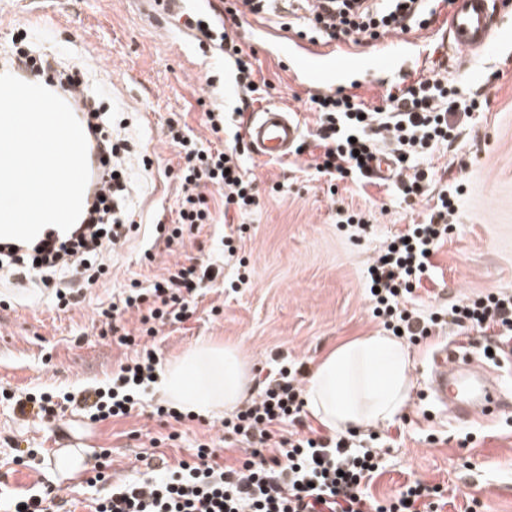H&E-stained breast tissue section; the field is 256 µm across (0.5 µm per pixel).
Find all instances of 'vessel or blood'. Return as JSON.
<instances>
[{
  "instance_id": "b4317fda",
  "label": "vessel or blood",
  "mask_w": 512,
  "mask_h": 512,
  "mask_svg": "<svg viewBox=\"0 0 512 512\" xmlns=\"http://www.w3.org/2000/svg\"><path fill=\"white\" fill-rule=\"evenodd\" d=\"M205 0H147L152 13L169 17L180 11H192ZM501 23L495 0H452L445 22L437 33L442 45H452L477 59L487 54ZM329 56L314 51L307 61L298 62L296 76L312 92L335 88L337 76L328 66ZM245 139L253 155L264 160H282L290 156L301 136V123L295 113L271 103L250 113L244 128ZM464 354L456 345L437 350L432 358L429 392L442 411L452 413L464 422L480 416L491 420L512 412V389L504 383L487 379L479 389L477 403H470L464 387L452 384L450 378ZM89 438L81 427L64 428L57 436L59 451L75 453L87 447Z\"/></svg>"
}]
</instances>
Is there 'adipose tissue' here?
I'll return each mask as SVG.
<instances>
[{"label":"adipose tissue","instance_id":"ef3b65f1","mask_svg":"<svg viewBox=\"0 0 512 512\" xmlns=\"http://www.w3.org/2000/svg\"><path fill=\"white\" fill-rule=\"evenodd\" d=\"M404 341L384 332L344 342L312 364L306 408L328 431L391 422L411 388ZM252 387L245 355L233 345L202 341L167 365L161 395L182 411L219 415L240 405Z\"/></svg>","mask_w":512,"mask_h":512}]
</instances>
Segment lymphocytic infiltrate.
Here are the masks:
<instances>
[{"label": "lymphocytic infiltrate", "instance_id": "lymphocytic-infiltrate-1", "mask_svg": "<svg viewBox=\"0 0 512 512\" xmlns=\"http://www.w3.org/2000/svg\"><path fill=\"white\" fill-rule=\"evenodd\" d=\"M300 3L304 16L287 23L299 38L315 33L356 45L386 33L428 27L436 17L431 0ZM269 6V0H224L219 15L193 14L185 20L231 63L244 110L267 100L270 85L256 81L253 54L228 33L226 25L248 13L268 12ZM83 90V105L93 112L90 129L109 184L105 198L95 200L88 209L83 232L60 244V251L67 255L89 242L94 254L113 251L133 215L123 178L112 165L121 145L112 138L111 115L95 109L100 86L88 80ZM309 105L319 115L314 139L320 152L313 157L312 168L320 175L362 181L370 174L380 143L392 144L397 166L406 168L425 150L448 143L458 118L481 109L483 102L480 92H472L464 101L442 81L423 77L399 92L387 93L381 107H368L341 87L310 96ZM168 136L181 160L182 196L173 224L159 227L167 246L182 244L185 228L214 223L205 188H213L224 205L236 206L240 214L258 207L257 187L244 167L247 146L242 137H234L222 148L207 147L175 120L168 124ZM454 204V192H439L423 223L394 234L372 258L366 283L368 310L385 332L401 334L414 346L428 344L449 327L460 335L494 331L488 348L499 354L512 349L511 292L478 295L426 315L415 309L423 280L434 277L431 257L448 239ZM87 267L83 258L70 265L50 263L48 250L34 246L20 269L32 287L55 282L56 297L67 306L75 303L84 287L98 281V274L88 273ZM223 273L216 262L192 258L167 267L149 285L134 281L114 292L99 309L100 333L118 335L120 345L130 349V357L105 383L72 392L29 393L15 398L14 412L54 419L70 409L92 422L130 416L157 381L159 361L145 337L161 327L186 322L196 310L203 283L216 282ZM133 309L140 317L132 332L123 329L121 322ZM306 374L304 362L274 359L259 382L257 396L222 419L225 438L244 444L242 459L220 464L215 449L207 445L199 447L195 461L183 460L175 466L166 456H157L149 477L110 485L104 496L91 500V512H444L448 498L438 484L416 481L393 497L376 499L369 487L383 469L375 447L377 434L364 438L352 430L331 434L315 429L303 399ZM270 444L275 445L276 454L263 459L261 450Z\"/></svg>", "mask_w": 512, "mask_h": 512}]
</instances>
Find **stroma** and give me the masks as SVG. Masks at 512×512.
I'll use <instances>...</instances> for the list:
<instances>
[{"instance_id":"obj_1","label":"stroma","mask_w":512,"mask_h":512,"mask_svg":"<svg viewBox=\"0 0 512 512\" xmlns=\"http://www.w3.org/2000/svg\"><path fill=\"white\" fill-rule=\"evenodd\" d=\"M287 9L286 0H275L271 12L247 15L234 33L244 49L255 51V78L272 85L271 101L298 110L309 134L316 115L309 109V91L289 69L297 36L281 26ZM45 14L59 15V24L43 30ZM21 32L36 37L40 53L62 63L82 60L90 80L108 83L102 101L112 111L115 134L130 144L136 226L110 256L108 275L66 308L52 292L0 280V387L7 392L0 398V475L12 492L25 494L46 483L54 498L75 500L76 512H89L86 502L95 491L82 476L57 480L48 457L54 424L18 417L8 398L35 388L72 391L110 378L126 350L116 337L97 335L93 324L100 303L128 279L153 278L188 257H221L225 224L185 230L183 246L173 252L155 226L172 223L181 197L168 122H185L209 141L204 105L233 111L236 89L230 64L208 44L148 14L138 0H0V46ZM496 43L495 51L474 60L457 50L442 51L430 29L408 32L396 52L355 47L357 56L382 65L378 74L361 71L345 78L368 106L382 105L391 86L423 76L446 80L465 97L483 90L488 104L471 113L450 144L418 158L432 181L426 196L414 200L403 199L389 184L329 181L310 168L307 152L282 162L247 157L260 206L245 218L229 213L227 224L244 227L239 255L250 282L231 289L240 270L225 265L223 281L204 290L193 317L181 329L166 327L153 338L161 364L202 340L239 347L254 370L279 354L310 364L342 342L377 332L364 290L369 259L406 225L423 223L428 198L456 184L462 187L451 217L457 229L432 258L435 278L424 283L429 293L422 311L512 290V15L504 18ZM146 156L151 166H143ZM341 208L369 217L366 236L352 240L350 228L338 226ZM409 356L412 388L401 413L405 438L386 449L384 472L371 493L385 498L417 479L447 487L456 505L474 498L479 512H512V414L446 420L428 396L427 353L413 348ZM161 402L155 385L131 416L96 423L95 446L110 449L114 478L142 476L146 458L158 452L172 461L189 460L199 445H218L221 433L211 417L161 419L153 413ZM463 432L473 436L464 448L458 439ZM19 448L31 451L38 466L16 463Z\"/></svg>"}]
</instances>
